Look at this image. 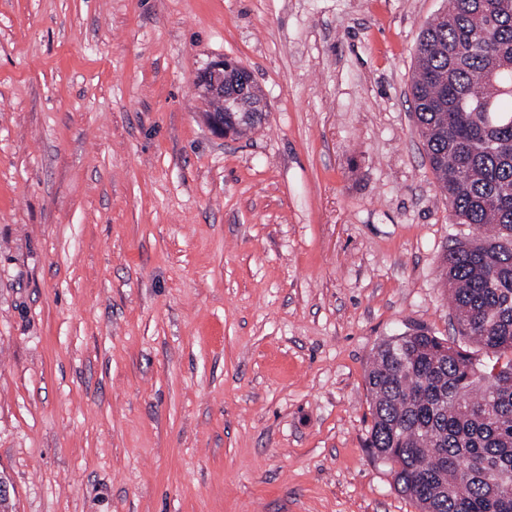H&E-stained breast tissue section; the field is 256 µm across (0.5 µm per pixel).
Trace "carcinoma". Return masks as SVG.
Here are the masks:
<instances>
[{
	"instance_id": "obj_1",
	"label": "carcinoma",
	"mask_w": 512,
	"mask_h": 512,
	"mask_svg": "<svg viewBox=\"0 0 512 512\" xmlns=\"http://www.w3.org/2000/svg\"><path fill=\"white\" fill-rule=\"evenodd\" d=\"M415 55L432 172L458 223L488 232L444 258L458 338L415 328L377 347L367 446L420 512H512V0H449ZM236 85L228 72L224 132L242 137L265 113Z\"/></svg>"
}]
</instances>
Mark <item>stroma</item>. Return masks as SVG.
<instances>
[{"instance_id":"obj_1","label":"stroma","mask_w":512,"mask_h":512,"mask_svg":"<svg viewBox=\"0 0 512 512\" xmlns=\"http://www.w3.org/2000/svg\"><path fill=\"white\" fill-rule=\"evenodd\" d=\"M448 0H0V512H419L377 346L452 338L416 131ZM231 57L263 123L214 132Z\"/></svg>"}]
</instances>
